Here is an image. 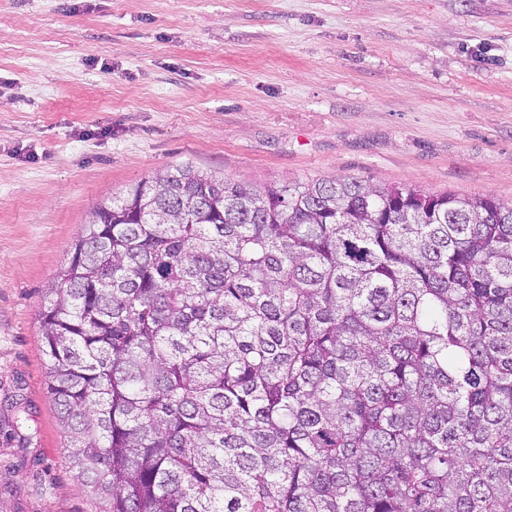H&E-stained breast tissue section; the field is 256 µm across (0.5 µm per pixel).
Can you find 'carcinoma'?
Here are the masks:
<instances>
[{
    "label": "carcinoma",
    "instance_id": "carcinoma-1",
    "mask_svg": "<svg viewBox=\"0 0 512 512\" xmlns=\"http://www.w3.org/2000/svg\"><path fill=\"white\" fill-rule=\"evenodd\" d=\"M101 512H512V204L187 163L40 311Z\"/></svg>",
    "mask_w": 512,
    "mask_h": 512
}]
</instances>
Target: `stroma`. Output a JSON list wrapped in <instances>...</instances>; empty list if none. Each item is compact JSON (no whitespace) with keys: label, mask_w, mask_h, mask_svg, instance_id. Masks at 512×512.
Returning <instances> with one entry per match:
<instances>
[{"label":"stroma","mask_w":512,"mask_h":512,"mask_svg":"<svg viewBox=\"0 0 512 512\" xmlns=\"http://www.w3.org/2000/svg\"><path fill=\"white\" fill-rule=\"evenodd\" d=\"M185 163L512 202V0H0V512H97L39 312L95 208Z\"/></svg>","instance_id":"stroma-1"}]
</instances>
